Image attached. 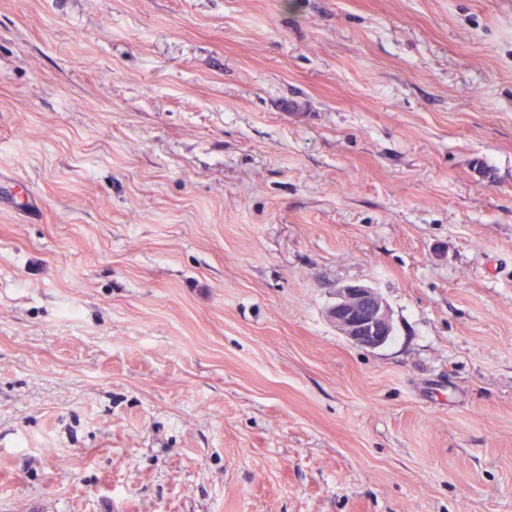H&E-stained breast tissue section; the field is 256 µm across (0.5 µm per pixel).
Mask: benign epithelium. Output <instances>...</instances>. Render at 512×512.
I'll return each instance as SVG.
<instances>
[{"mask_svg": "<svg viewBox=\"0 0 512 512\" xmlns=\"http://www.w3.org/2000/svg\"><path fill=\"white\" fill-rule=\"evenodd\" d=\"M329 320L353 344L365 348L384 345L392 335L389 308L375 289L351 283L336 288Z\"/></svg>", "mask_w": 512, "mask_h": 512, "instance_id": "7a95c632", "label": "benign epithelium"}]
</instances>
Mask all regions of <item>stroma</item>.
<instances>
[{"instance_id": "obj_1", "label": "stroma", "mask_w": 512, "mask_h": 512, "mask_svg": "<svg viewBox=\"0 0 512 512\" xmlns=\"http://www.w3.org/2000/svg\"><path fill=\"white\" fill-rule=\"evenodd\" d=\"M0 512H512V0H0ZM329 320L353 344L365 348L384 345L392 335L389 308L374 288L351 283L336 288Z\"/></svg>"}]
</instances>
